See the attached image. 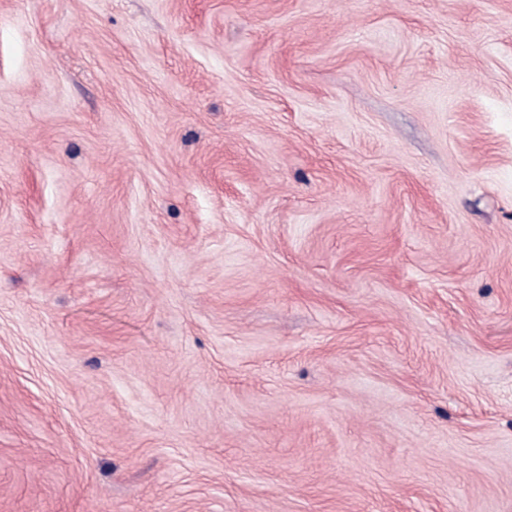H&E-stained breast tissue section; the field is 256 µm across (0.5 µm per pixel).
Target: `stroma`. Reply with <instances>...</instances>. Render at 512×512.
Wrapping results in <instances>:
<instances>
[{
    "instance_id": "stroma-1",
    "label": "stroma",
    "mask_w": 512,
    "mask_h": 512,
    "mask_svg": "<svg viewBox=\"0 0 512 512\" xmlns=\"http://www.w3.org/2000/svg\"><path fill=\"white\" fill-rule=\"evenodd\" d=\"M0 512H512V0H0Z\"/></svg>"
}]
</instances>
